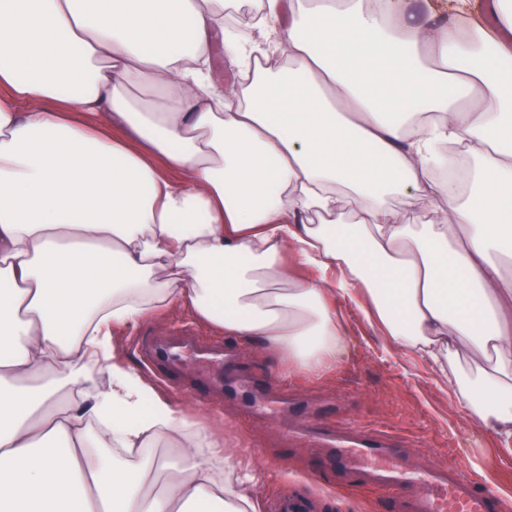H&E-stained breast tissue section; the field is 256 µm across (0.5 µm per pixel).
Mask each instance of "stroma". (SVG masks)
<instances>
[{
    "label": "stroma",
    "mask_w": 512,
    "mask_h": 512,
    "mask_svg": "<svg viewBox=\"0 0 512 512\" xmlns=\"http://www.w3.org/2000/svg\"><path fill=\"white\" fill-rule=\"evenodd\" d=\"M342 313L352 338L348 358L325 379L282 380L277 410L253 407L227 394L174 391L170 398L176 410L216 422L243 440L245 452L266 474L259 487L266 504L280 493L300 488L314 500L317 512H398L371 483H352L340 477L306 481L308 471L325 461L324 449L306 434L315 425L331 431H383L413 466L445 465L482 482L499 497L512 495V453L493 445L452 392L436 383L424 363L388 356L356 309L346 306ZM150 334H189L205 343L226 341L235 346L246 378L277 377L267 355L173 310L163 319L145 322L135 335L117 340L124 358L152 382H159L160 377L135 348L137 339ZM477 458L482 461L478 467L473 464Z\"/></svg>",
    "instance_id": "1"
}]
</instances>
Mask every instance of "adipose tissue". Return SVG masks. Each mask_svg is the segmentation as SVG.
Returning a JSON list of instances; mask_svg holds the SVG:
<instances>
[{
  "instance_id": "obj_1",
  "label": "adipose tissue",
  "mask_w": 512,
  "mask_h": 512,
  "mask_svg": "<svg viewBox=\"0 0 512 512\" xmlns=\"http://www.w3.org/2000/svg\"><path fill=\"white\" fill-rule=\"evenodd\" d=\"M235 2L0 0V512H262L117 348L174 308L317 380L352 304L512 451V0ZM211 74L213 79L224 84V88L235 85L238 81L237 68L221 52L212 60Z\"/></svg>"
}]
</instances>
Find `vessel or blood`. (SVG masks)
<instances>
[{"label": "vessel or blood", "instance_id": "1", "mask_svg": "<svg viewBox=\"0 0 512 512\" xmlns=\"http://www.w3.org/2000/svg\"><path fill=\"white\" fill-rule=\"evenodd\" d=\"M144 358L170 379L181 372L183 347L173 338L150 336L141 344ZM207 369L200 378L252 404L265 402L259 390H245L235 383H225L224 366L232 356L223 345L213 344L196 351ZM337 472L352 480H371L376 489L391 501L401 504L407 512H501L500 499L473 479L457 477L448 468L434 466L416 470L406 465L399 449L387 447L382 434L329 435L316 434ZM418 488L415 500H407L408 488ZM314 505L308 499L287 493L272 504V512H312Z\"/></svg>", "mask_w": 512, "mask_h": 512}]
</instances>
